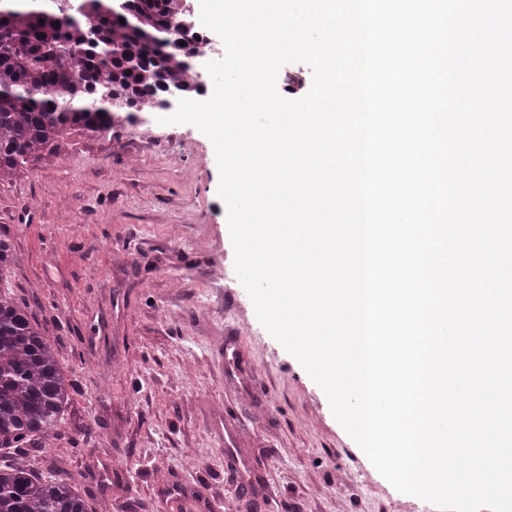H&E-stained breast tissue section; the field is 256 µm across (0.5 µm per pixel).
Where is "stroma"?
Returning <instances> with one entry per match:
<instances>
[{"label": "stroma", "instance_id": "stroma-1", "mask_svg": "<svg viewBox=\"0 0 512 512\" xmlns=\"http://www.w3.org/2000/svg\"><path fill=\"white\" fill-rule=\"evenodd\" d=\"M156 119L68 132L0 182L7 285L74 382L34 470L112 512H437L378 473L259 323L211 140Z\"/></svg>", "mask_w": 512, "mask_h": 512}]
</instances>
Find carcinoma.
Instances as JSON below:
<instances>
[{
  "label": "carcinoma",
  "mask_w": 512,
  "mask_h": 512,
  "mask_svg": "<svg viewBox=\"0 0 512 512\" xmlns=\"http://www.w3.org/2000/svg\"><path fill=\"white\" fill-rule=\"evenodd\" d=\"M63 2L0 0V181L64 133L108 134L166 95L169 83H193L181 70L194 59L187 46L146 43L169 29L173 0H78L73 10ZM177 20L184 41L191 23ZM16 261L0 235V282ZM71 388L57 349L0 290V451L10 453L0 465V512H101L26 461L25 449L48 444Z\"/></svg>",
  "instance_id": "1"
}]
</instances>
